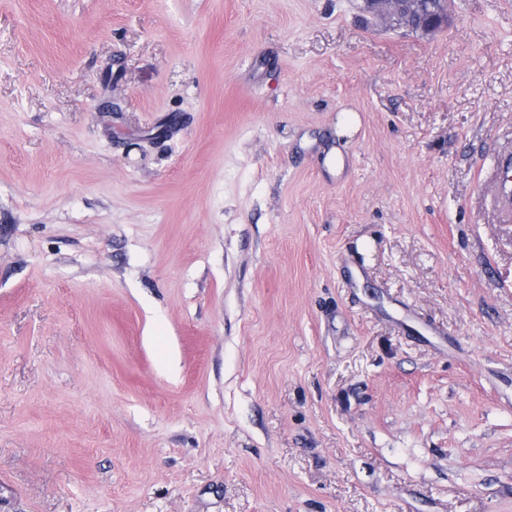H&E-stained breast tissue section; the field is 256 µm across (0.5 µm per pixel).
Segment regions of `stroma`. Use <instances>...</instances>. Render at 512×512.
Returning <instances> with one entry per match:
<instances>
[{"label": "stroma", "mask_w": 512, "mask_h": 512, "mask_svg": "<svg viewBox=\"0 0 512 512\" xmlns=\"http://www.w3.org/2000/svg\"><path fill=\"white\" fill-rule=\"evenodd\" d=\"M0 0V512H512V0Z\"/></svg>", "instance_id": "1"}]
</instances>
